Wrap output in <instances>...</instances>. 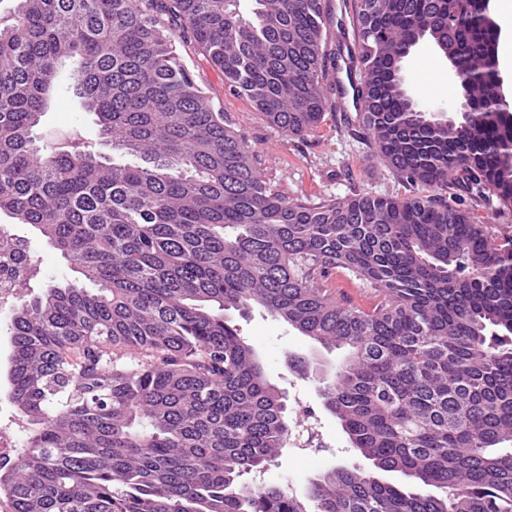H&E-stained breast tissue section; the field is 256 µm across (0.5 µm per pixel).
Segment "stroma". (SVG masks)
<instances>
[{
	"label": "stroma",
	"instance_id": "stroma-1",
	"mask_svg": "<svg viewBox=\"0 0 512 512\" xmlns=\"http://www.w3.org/2000/svg\"><path fill=\"white\" fill-rule=\"evenodd\" d=\"M176 49L192 71L197 85L214 107L223 110L227 121L257 150L262 173L267 182L291 198L345 200L356 194L409 196L410 191L384 167L379 157L362 140L348 132L344 114L339 109L325 113L320 126L307 137L288 136L268 124L250 102L224 87V75L190 43L177 42ZM437 50L427 42L415 47L404 63L409 93L421 104L435 111L454 112L463 100L461 93L446 96L437 89L439 75ZM94 114L82 111L79 103L66 94L56 96L54 106L42 123L43 130L77 128L85 134L96 129ZM30 254L40 269L38 285L62 284L77 280L60 252L53 249L32 226L21 228ZM241 336L253 346L263 363L268 380L284 395L286 402L303 397L316 412L319 430L326 442L316 455H302L284 448L281 455L259 472L244 475L249 485L280 486L294 494H304L312 480L334 466L363 464L364 459L352 448L339 421L327 411L318 392L319 375L330 373L344 353L329 351L301 335L286 322L255 308L249 313L229 311ZM308 359L318 372L317 378H301L289 365L290 356Z\"/></svg>",
	"mask_w": 512,
	"mask_h": 512
}]
</instances>
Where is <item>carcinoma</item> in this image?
<instances>
[{"instance_id":"obj_1","label":"carcinoma","mask_w":512,"mask_h":512,"mask_svg":"<svg viewBox=\"0 0 512 512\" xmlns=\"http://www.w3.org/2000/svg\"><path fill=\"white\" fill-rule=\"evenodd\" d=\"M0 14V213L28 224L95 289L30 291L7 325L9 398L26 423L0 464L8 512H512V230L458 206L512 209V114L495 102L497 30L457 0H353L355 124L406 198H289L180 60L195 42L267 121L304 137L333 106L324 0H12ZM446 42L470 114L409 111L417 30ZM69 62L73 69L62 75ZM97 117L37 128L59 89ZM366 280V310L326 287ZM259 307L347 351L320 394L354 465L303 497L249 487L286 447L281 392L225 312ZM438 490L436 494L423 491Z\"/></svg>"}]
</instances>
